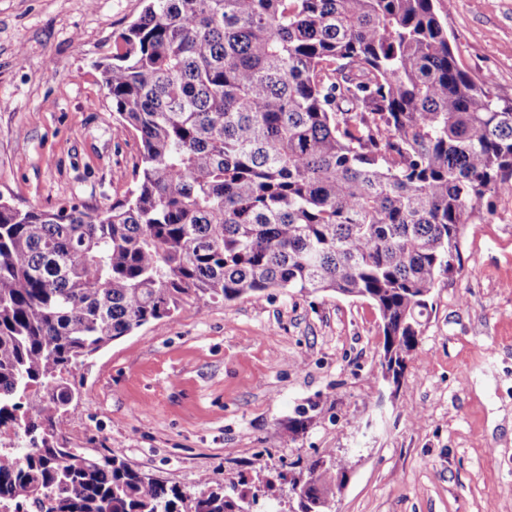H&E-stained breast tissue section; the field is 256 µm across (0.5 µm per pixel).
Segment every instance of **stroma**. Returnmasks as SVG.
<instances>
[{"instance_id": "35a3bbf8", "label": "stroma", "mask_w": 512, "mask_h": 512, "mask_svg": "<svg viewBox=\"0 0 512 512\" xmlns=\"http://www.w3.org/2000/svg\"><path fill=\"white\" fill-rule=\"evenodd\" d=\"M461 68L512 99V0H435ZM142 0H0V200L105 208L140 142L112 133L98 61ZM467 225L399 387L383 380L368 301L268 292L140 328L74 374L70 447L181 487L200 476L287 494L333 455L330 512H512V196ZM305 416L303 431L289 422Z\"/></svg>"}]
</instances>
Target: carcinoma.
<instances>
[{
    "mask_svg": "<svg viewBox=\"0 0 512 512\" xmlns=\"http://www.w3.org/2000/svg\"><path fill=\"white\" fill-rule=\"evenodd\" d=\"M99 64L114 133L140 140L106 208L0 201V508L245 512L235 486H169L60 442L69 377L201 307L332 291L377 310L404 374L463 229L512 192V100L460 67L433 0H143ZM299 512L346 482L305 462Z\"/></svg>",
    "mask_w": 512,
    "mask_h": 512,
    "instance_id": "1",
    "label": "carcinoma"
}]
</instances>
